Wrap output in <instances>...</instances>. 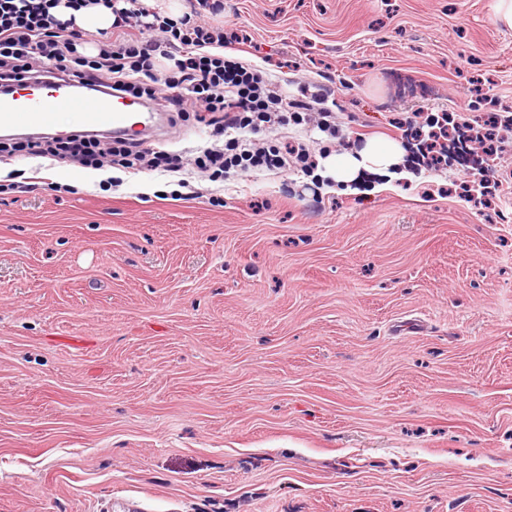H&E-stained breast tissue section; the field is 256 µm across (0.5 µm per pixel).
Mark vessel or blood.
<instances>
[{
	"label": "vessel or blood",
	"instance_id": "obj_1",
	"mask_svg": "<svg viewBox=\"0 0 512 512\" xmlns=\"http://www.w3.org/2000/svg\"><path fill=\"white\" fill-rule=\"evenodd\" d=\"M62 112L74 113L78 127L91 134L133 131L145 136L159 124L158 113L135 100L48 81L0 94V131L46 135L56 129Z\"/></svg>",
	"mask_w": 512,
	"mask_h": 512
}]
</instances>
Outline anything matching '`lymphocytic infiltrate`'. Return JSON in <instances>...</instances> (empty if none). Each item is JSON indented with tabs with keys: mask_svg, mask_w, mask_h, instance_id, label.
Instances as JSON below:
<instances>
[{
	"mask_svg": "<svg viewBox=\"0 0 512 512\" xmlns=\"http://www.w3.org/2000/svg\"><path fill=\"white\" fill-rule=\"evenodd\" d=\"M94 0H0V89L23 79L70 82L91 90L116 91L159 106L164 112H202L209 125H222L225 144L204 149L197 168L231 180L258 170L308 172L316 160L305 144L280 149L265 134L298 120L310 102L288 97L266 74L224 55L228 38L210 16L223 14V0H190L187 11L173 17L149 14L138 0H126L95 54H86L73 20L54 10H70ZM429 162L447 160V122L425 118L407 121ZM27 152L58 162L100 169L117 165L131 173L149 170L172 174L183 169L179 154L142 143L74 133L44 141L0 142V153Z\"/></svg>",
	"mask_w": 512,
	"mask_h": 512,
	"instance_id": "f902f5d3",
	"label": "lymphocytic infiltrate"
}]
</instances>
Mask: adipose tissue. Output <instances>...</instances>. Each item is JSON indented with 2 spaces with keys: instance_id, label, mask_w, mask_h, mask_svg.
Listing matches in <instances>:
<instances>
[{
  "instance_id": "1",
  "label": "adipose tissue",
  "mask_w": 512,
  "mask_h": 512,
  "mask_svg": "<svg viewBox=\"0 0 512 512\" xmlns=\"http://www.w3.org/2000/svg\"><path fill=\"white\" fill-rule=\"evenodd\" d=\"M405 151L401 144L388 139L368 140L359 150L335 155L323 160L327 174L336 183L353 182L361 171L392 174L404 162Z\"/></svg>"
}]
</instances>
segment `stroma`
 Wrapping results in <instances>:
<instances>
[{
	"label": "stroma",
	"mask_w": 512,
	"mask_h": 512,
	"mask_svg": "<svg viewBox=\"0 0 512 512\" xmlns=\"http://www.w3.org/2000/svg\"><path fill=\"white\" fill-rule=\"evenodd\" d=\"M495 0H224L324 156L512 112ZM492 88L497 104L465 96ZM187 112L164 144L223 143ZM497 197L451 159L350 186L18 156L0 183V512H512V126Z\"/></svg>",
	"instance_id": "obj_1"
}]
</instances>
